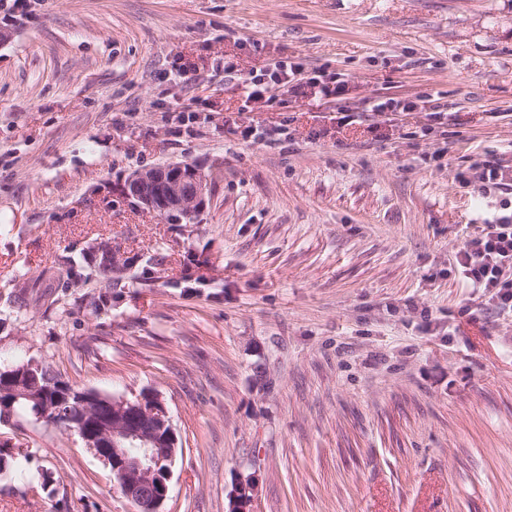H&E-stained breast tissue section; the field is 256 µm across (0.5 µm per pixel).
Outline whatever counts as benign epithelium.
Returning a JSON list of instances; mask_svg holds the SVG:
<instances>
[{"mask_svg": "<svg viewBox=\"0 0 512 512\" xmlns=\"http://www.w3.org/2000/svg\"><path fill=\"white\" fill-rule=\"evenodd\" d=\"M217 170L202 173L193 165L167 164L134 172L125 186V196L137 206L161 216H194L204 209ZM9 395L38 400L29 381L11 379ZM109 413L84 424L75 421L69 431L76 433L84 446L107 466L114 482L122 484L125 498L144 506L146 512H161L168 498L172 466L177 453V438L165 405L153 397L98 396ZM56 402L89 413L90 398L75 390L56 396ZM137 448L132 454L129 449ZM256 481L248 477L238 482L231 493L230 512H252Z\"/></svg>", "mask_w": 512, "mask_h": 512, "instance_id": "1", "label": "benign epithelium"}]
</instances>
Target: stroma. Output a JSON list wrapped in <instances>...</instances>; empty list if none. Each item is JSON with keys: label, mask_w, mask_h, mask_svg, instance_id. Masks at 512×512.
<instances>
[{"label": "stroma", "mask_w": 512, "mask_h": 512, "mask_svg": "<svg viewBox=\"0 0 512 512\" xmlns=\"http://www.w3.org/2000/svg\"><path fill=\"white\" fill-rule=\"evenodd\" d=\"M228 58L347 91L246 111ZM494 156L512 164V0H43L0 49V366L158 396L164 512H227L250 475L254 512H512V313L454 269L512 213L457 180ZM180 162L223 170L194 222L122 196ZM96 239L151 281L96 316L79 288L43 306V272ZM4 442L30 458L0 512H134L76 434L20 412Z\"/></svg>", "instance_id": "1"}]
</instances>
